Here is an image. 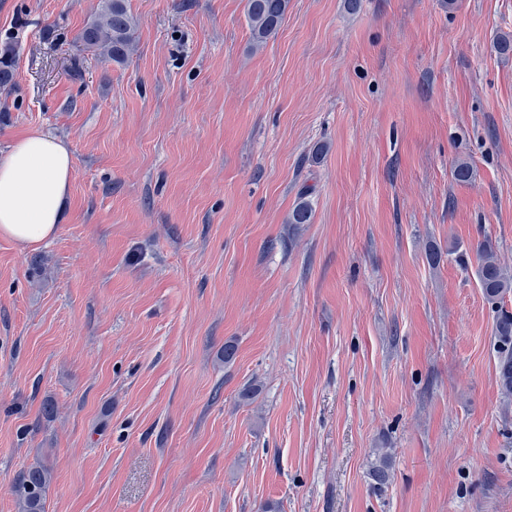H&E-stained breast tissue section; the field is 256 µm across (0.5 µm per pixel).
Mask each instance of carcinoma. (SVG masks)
I'll use <instances>...</instances> for the list:
<instances>
[{"instance_id":"cac0c4a2","label":"carcinoma","mask_w":512,"mask_h":512,"mask_svg":"<svg viewBox=\"0 0 512 512\" xmlns=\"http://www.w3.org/2000/svg\"><path fill=\"white\" fill-rule=\"evenodd\" d=\"M289 0H246V18L251 45L261 49L276 35L288 10ZM137 21L125 0H102L99 12L82 28L78 38L103 59L122 63L134 51ZM312 205L306 195L288 213V223L309 224ZM477 278L484 298L491 304L502 303L512 292V268L501 262L490 238L478 246ZM497 333L499 350L498 379L503 394L512 395V312L500 309ZM52 481L50 468L40 462L32 464L20 477L14 493L20 512H44L46 491Z\"/></svg>"}]
</instances>
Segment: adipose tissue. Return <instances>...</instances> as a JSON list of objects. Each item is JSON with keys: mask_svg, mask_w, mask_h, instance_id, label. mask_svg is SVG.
Returning a JSON list of instances; mask_svg holds the SVG:
<instances>
[{"mask_svg": "<svg viewBox=\"0 0 512 512\" xmlns=\"http://www.w3.org/2000/svg\"><path fill=\"white\" fill-rule=\"evenodd\" d=\"M73 156L57 137L38 130L0 157V237L30 248L53 238L69 194Z\"/></svg>", "mask_w": 512, "mask_h": 512, "instance_id": "adipose-tissue-1", "label": "adipose tissue"}]
</instances>
